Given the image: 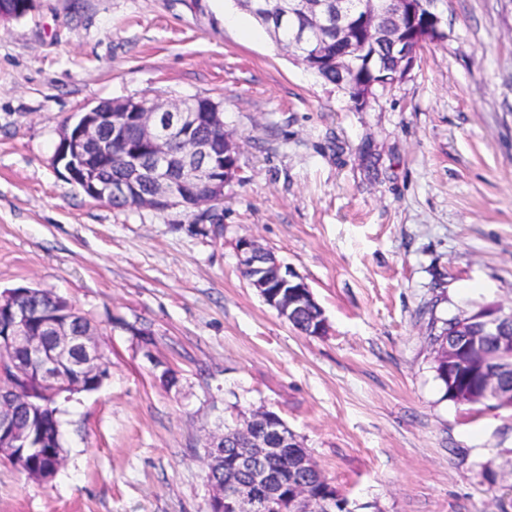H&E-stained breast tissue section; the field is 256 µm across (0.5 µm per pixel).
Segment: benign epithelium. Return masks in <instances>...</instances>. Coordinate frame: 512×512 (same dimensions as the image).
I'll list each match as a JSON object with an SVG mask.
<instances>
[{"mask_svg": "<svg viewBox=\"0 0 512 512\" xmlns=\"http://www.w3.org/2000/svg\"><path fill=\"white\" fill-rule=\"evenodd\" d=\"M329 0H289L288 16L295 11L314 15V32L324 25L316 9ZM396 4L395 23L385 26L379 16L366 8V0L350 6L346 0H336V68L339 83L349 79L347 69L356 56L355 34L363 32L372 45L387 46L394 60L390 89L412 70L422 48L447 37L443 17L437 12V0H393ZM210 123L224 132L219 141L196 134L202 121L201 113L190 102H155L146 107L128 99L98 105L80 113L77 120L63 128L54 161L63 166L72 182L89 196L105 200L128 194L123 183L106 182L99 177L97 162L112 154V143H137L144 150H130L124 155L126 164L143 173L152 184V193L136 201L139 207L154 211L169 210L183 205V198L206 184L210 192L197 197L199 214L216 213L212 203L224 197V187L238 179L240 169H231L224 176V157H237L238 145L224 131V114L219 107L209 108ZM180 133L182 150L172 155L168 132ZM240 266L251 271L249 285L257 290L264 302L277 313L291 320L302 309L316 304L309 285L274 253L252 238L237 243ZM277 271V281L290 288L272 297L266 292L267 264ZM23 292L7 290L0 294V313H6L8 324L0 331V458L15 457L17 448H58L59 437L39 428L33 438L32 418H21L26 401L15 398L13 379L23 380L28 372L38 376L48 388L51 400L46 409L53 411L63 394L73 395L84 390V379L100 373L104 352L99 337L78 319L79 313L63 321L45 319L37 331H32L34 316L21 301ZM459 334L434 345L435 362L448 365V371L466 369L465 386L456 389L455 400L463 405L491 403L512 408V308L488 303L468 316H459ZM493 341L490 351L483 349L486 340ZM235 440L245 451L224 462V485L213 493L210 512H264L267 505L279 500L282 491L290 489L289 512H358L359 504L344 503L329 496L317 499L302 482H284L275 471L262 467L259 461L281 456L293 447V434L281 417L263 408L251 414L243 426L209 436L206 464L212 465L224 457L225 442Z\"/></svg>", "mask_w": 512, "mask_h": 512, "instance_id": "benign-epithelium-1", "label": "benign epithelium"}]
</instances>
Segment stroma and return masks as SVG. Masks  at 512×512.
I'll return each mask as SVG.
<instances>
[{
  "instance_id": "obj_1",
  "label": "stroma",
  "mask_w": 512,
  "mask_h": 512,
  "mask_svg": "<svg viewBox=\"0 0 512 512\" xmlns=\"http://www.w3.org/2000/svg\"><path fill=\"white\" fill-rule=\"evenodd\" d=\"M437 8L446 39L362 112L235 0H34L0 23V291L66 299L110 360L57 403L53 480L0 460V512H209L206 437L262 408L374 512H512V409L445 398L427 336L512 305V0ZM196 96L238 142L222 223L114 209L54 162L75 113ZM244 237L326 335L264 303ZM237 253L239 264L243 270H250L248 279L249 285L255 288L264 302L277 311V313L290 321L302 309L310 305H318L309 285L305 280L295 273L288 265L280 262L274 253L269 249L260 246L252 238H241L237 243ZM272 262V263H270ZM265 263L274 265L278 278L276 280L274 272L269 269L270 280L274 283L278 281L281 288H293L286 293L280 291L272 297L266 292L269 288L266 270L268 266Z\"/></svg>"
}]
</instances>
